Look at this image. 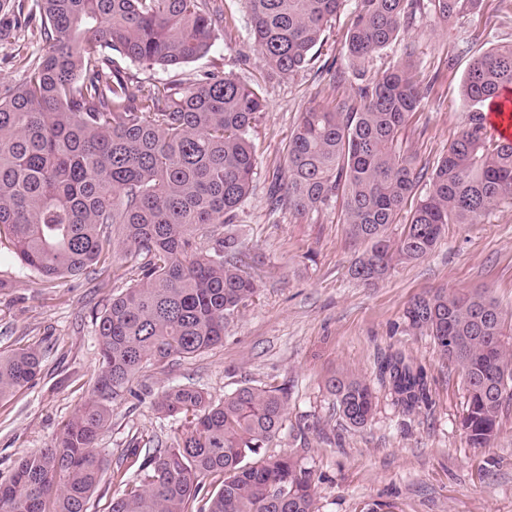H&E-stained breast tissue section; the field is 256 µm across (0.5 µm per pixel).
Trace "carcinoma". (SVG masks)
I'll list each match as a JSON object with an SVG mask.
<instances>
[{"label": "carcinoma", "mask_w": 512, "mask_h": 512, "mask_svg": "<svg viewBox=\"0 0 512 512\" xmlns=\"http://www.w3.org/2000/svg\"><path fill=\"white\" fill-rule=\"evenodd\" d=\"M346 0H246L251 30L270 73L302 71ZM479 0H357L345 54L361 65L399 41L427 9L443 23ZM49 50L27 61L22 84L0 92V241L47 279L106 264L118 245L146 257L140 281L95 317L99 370L92 393L52 443L19 459L0 481V512H89L106 459L98 448L109 402L147 365L189 358L224 342L254 300L258 280L244 269L237 211L258 170L250 134L261 93L231 73L192 84L146 85L121 75L113 55L168 69L210 52L224 13L206 0H33L28 13ZM512 87V44L476 58L463 83L466 117L409 213L420 172L397 150V134L423 92L409 62L357 90L359 102L301 113L288 146L277 202L297 216L343 199V223L364 245L350 276L372 286L396 264L428 256L450 224H474L512 200V141L495 138L485 112ZM225 225L197 251L193 231ZM409 329L426 334L461 369L471 445L497 435L512 404V331L485 293L436 291L412 301ZM42 354L0 352V400L35 384ZM403 412L432 403L426 368L396 352L378 368ZM339 417L353 429L372 418L370 382L347 371L326 381ZM283 385L245 384L215 401L190 385L164 387L156 413L180 418L165 448L123 449L112 480L121 492L108 512H318L312 475L270 446L283 429Z\"/></svg>", "instance_id": "carcinoma-1"}]
</instances>
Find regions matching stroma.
I'll return each instance as SVG.
<instances>
[{"mask_svg":"<svg viewBox=\"0 0 512 512\" xmlns=\"http://www.w3.org/2000/svg\"><path fill=\"white\" fill-rule=\"evenodd\" d=\"M215 3L224 11V32L205 57L167 71L127 59L118 66L150 85L225 71L261 88L265 107L251 132L258 174L236 221L244 260L261 288L230 323L223 344L139 373L130 393L112 401L100 448L114 464L130 442L144 448L169 443L181 424L151 406L164 385L189 384L219 400L246 384L283 383L287 417L273 446L311 471L319 512H512V412L489 445H470L462 428L467 391L460 373L430 337L404 323L414 297L439 289L486 292L512 321V200L479 223L449 225L426 258L395 266L372 287L349 275L360 246L349 237L340 206L299 217L268 200L271 183L287 168L301 113L333 108L400 62L408 47L426 95L398 138L425 173L416 189L424 195L428 173L463 122L461 92L471 62L512 43V6L481 0L476 13L453 25L418 13L400 41L359 70L342 51L356 6L348 0L308 66L279 78L269 75L257 50L245 0ZM46 47L22 17L0 13V90L18 85L27 58ZM139 266L120 252L107 271L91 268L48 282L0 244V278L8 282L0 288V352L34 347L43 354L36 384L0 401V480L21 457L49 445L89 397L99 359L95 316L139 280ZM394 351L426 367L429 407L404 413L379 384V364ZM342 370L374 385L375 413L364 428L342 423L325 388L326 378Z\"/></svg>","mask_w":512,"mask_h":512,"instance_id":"stroma-1","label":"stroma"}]
</instances>
